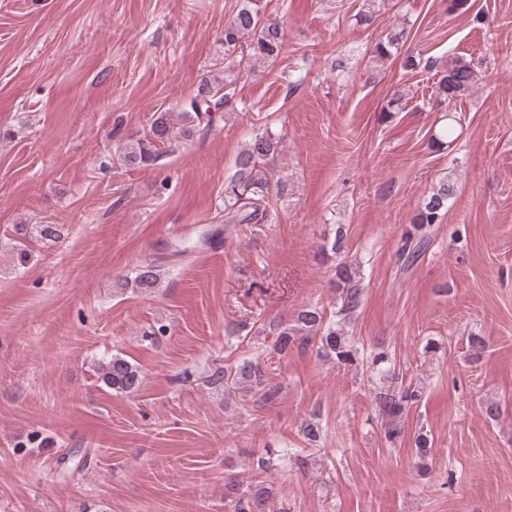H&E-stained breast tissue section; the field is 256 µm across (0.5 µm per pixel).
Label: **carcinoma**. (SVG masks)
<instances>
[{
  "label": "carcinoma",
  "mask_w": 512,
  "mask_h": 512,
  "mask_svg": "<svg viewBox=\"0 0 512 512\" xmlns=\"http://www.w3.org/2000/svg\"><path fill=\"white\" fill-rule=\"evenodd\" d=\"M400 34L380 38L374 45L373 56L387 59L399 45ZM285 41L282 24L266 16L263 0H242L236 14L224 26V78H206L196 92L184 100L174 113L160 112L150 123L147 132L131 138L119 153L121 165L130 169L150 167L166 152L178 145L195 140L203 130H211L224 119V107L235 96L231 72L237 68H255L256 64L270 66L280 57ZM476 73L467 59L457 56L448 61L437 82L436 95L451 101L471 89ZM282 138L267 129L256 133L239 152L236 171L224 185V222L227 224H264L269 221L267 200L273 184V172L266 161L281 152ZM454 188L441 181L411 219L400 248L404 266L410 267L427 248L426 231L438 223L448 212V199ZM160 273L157 265L147 263L139 267L132 287L148 291L157 286ZM336 316L337 322H325L324 311L317 306L303 308L291 322L275 326L272 349L279 355L303 347L311 342L318 344V353L336 360L338 364L351 365L356 361L353 349L343 334L340 322L352 318L362 307L365 287L360 267L341 261L336 265ZM377 374L390 379L392 385L374 396L375 411L381 418L387 442H397L404 433L405 419L419 401V389L403 385L396 371L388 366V356L380 353L372 361ZM102 380L117 393L137 391L142 383L138 367L128 360L114 356L102 365ZM215 386L235 387L245 385L255 391L265 402H271L279 392L272 383L266 367L258 360H244L230 367H219L210 376ZM224 497L234 502L235 512H267L269 491L260 485L242 487L237 481L224 483Z\"/></svg>",
  "instance_id": "cac0c4a2"
}]
</instances>
